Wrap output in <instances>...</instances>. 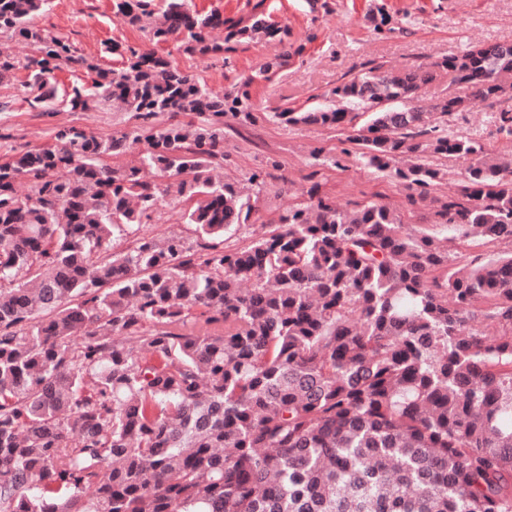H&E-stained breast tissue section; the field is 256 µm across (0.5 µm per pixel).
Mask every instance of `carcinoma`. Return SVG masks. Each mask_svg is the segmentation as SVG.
<instances>
[{"label": "carcinoma", "instance_id": "carcinoma-1", "mask_svg": "<svg viewBox=\"0 0 512 512\" xmlns=\"http://www.w3.org/2000/svg\"><path fill=\"white\" fill-rule=\"evenodd\" d=\"M50 2L0 0V36L37 48L23 62L0 49V82L22 68L46 112L142 124L106 139L64 127L0 161V512H512V253L462 262L456 235L433 232L512 241V170L419 105L448 71L470 94L428 111L487 103L512 136V45L374 65L325 108L274 113L350 130L413 206L440 179L432 158L462 162L429 227L408 231L379 201L339 209L314 185L281 228L226 250L257 198L224 182V117L253 123L252 85L303 46L257 7L236 19L112 0L123 25L200 58L281 46L217 95L152 50L114 43L121 67L89 62L33 25ZM80 68L91 87L58 93L57 72ZM127 153L137 164L108 163ZM165 199L195 241L137 236Z\"/></svg>", "mask_w": 512, "mask_h": 512}]
</instances>
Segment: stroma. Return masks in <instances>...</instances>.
<instances>
[{"instance_id": "obj_1", "label": "stroma", "mask_w": 512, "mask_h": 512, "mask_svg": "<svg viewBox=\"0 0 512 512\" xmlns=\"http://www.w3.org/2000/svg\"><path fill=\"white\" fill-rule=\"evenodd\" d=\"M197 9H216L231 17L249 16L255 5H263L271 19L288 26L291 40L304 52L271 80L255 83L252 95L261 110L254 124L227 119L224 126V180L250 192L249 176L260 169L272 170L256 203L249 225L226 234L228 249L247 247L255 234L277 226L280 216L307 201L313 183L331 194L339 208L355 202H388L399 209L407 227L421 224V212L410 207L402 186L393 178L369 169L354 157H346L344 168L316 164L314 148L337 155L346 133L333 127L285 124L277 112H305L327 104L329 92L368 67L383 64L399 71L415 62L432 63L458 55L469 46L496 42L512 43V0H191ZM380 11L391 19L392 29L378 33L371 20ZM35 25L68 39L79 54L104 68L120 66L119 57L106 47L118 42L137 48L148 47L144 33L117 21L112 0H52L49 9L34 19ZM158 54L180 69L198 75L214 92L235 86L259 63L279 53L275 44L250 43L239 46L229 58L201 60L178 51L174 43H161ZM26 71H16L11 81L0 83V155L11 149L42 146L53 142L64 127L88 129L107 138L137 127L129 112L98 110L73 112L57 106L46 113L31 106L24 85ZM449 130L459 135L482 138L495 157L512 161V136L498 134L490 108L482 102L470 110L447 116ZM140 233L157 239L173 234L195 239V228L186 224L183 208L161 204Z\"/></svg>"}]
</instances>
